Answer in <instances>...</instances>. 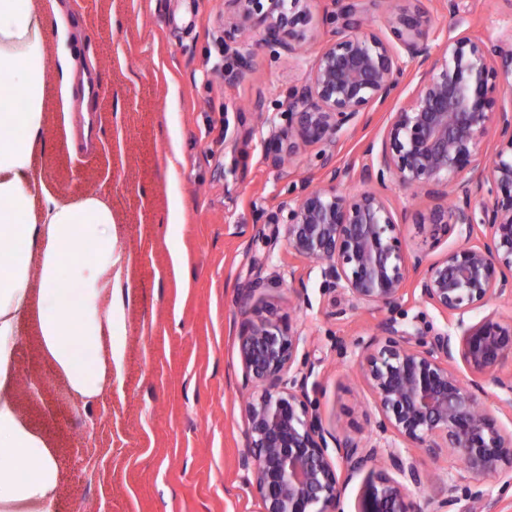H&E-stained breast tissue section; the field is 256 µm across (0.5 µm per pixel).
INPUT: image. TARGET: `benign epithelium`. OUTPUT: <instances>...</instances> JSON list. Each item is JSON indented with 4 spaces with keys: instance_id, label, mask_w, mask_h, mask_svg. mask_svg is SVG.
<instances>
[{
    "instance_id": "obj_1",
    "label": "benign epithelium",
    "mask_w": 512,
    "mask_h": 512,
    "mask_svg": "<svg viewBox=\"0 0 512 512\" xmlns=\"http://www.w3.org/2000/svg\"><path fill=\"white\" fill-rule=\"evenodd\" d=\"M306 0H224V38L259 33L290 56L308 39ZM339 23L306 82L288 91V126L275 132L266 159H285L315 144L336 146L360 114L392 99L404 74L401 53L421 76L409 99L392 113L359 179L390 180L429 197H449L416 214L420 230L457 231L466 245L426 262L408 254L400 224L379 192L341 191L351 169L323 157L328 186L303 182L281 202L284 233L296 256L320 266L326 281L346 293L353 309L397 308L406 296L431 306L456 332H411L384 317L368 340L356 343L358 375L380 418L377 434L362 441L324 427L309 397L313 368L299 354L301 333L285 316L244 323L239 336L242 387L258 394L246 406V451L240 466L252 475L261 512H340L347 486L366 473L356 512H419L413 491L429 483L420 457L442 449L482 477L501 464L512 468V433L479 406L484 383L505 393L512 408V316H465L491 300L512 296V110L494 111L499 77L512 78V29L496 39L461 35L432 57L422 13L389 19L390 37L368 31L355 4L330 17ZM251 62L239 57L224 78L241 81ZM498 141L482 158L489 136ZM464 366L468 377L461 376ZM393 435L418 454L393 449ZM336 449L331 457L329 448Z\"/></svg>"
}]
</instances>
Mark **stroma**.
<instances>
[{
	"mask_svg": "<svg viewBox=\"0 0 512 512\" xmlns=\"http://www.w3.org/2000/svg\"><path fill=\"white\" fill-rule=\"evenodd\" d=\"M81 31L80 75L95 77L88 109L73 107L66 126L55 86H47V150L37 172L71 197L98 195L112 204V285L106 301L122 304L123 361L98 397L76 401L56 392L61 378L37 341L34 319H20L19 376L42 379L36 401H24L28 426L54 450L61 489L52 512H260L239 466L245 409L238 336L254 313L249 288L270 311L291 316L314 367L315 400L328 429L356 438L375 431L367 387L353 380L354 354L337 341L368 339L380 310L351 309L319 268L289 249L280 209L302 181L325 177L316 144L276 168L266 144L288 123L282 104L302 85L332 39L337 0H309L311 39L287 56L260 36L224 42V0H65ZM371 31L387 37L386 14L424 11L430 39L449 32L494 38L512 28L503 0H359ZM251 58L242 82L225 81L214 63ZM419 79L404 62L394 101L360 115L336 145V164L360 171L364 149L380 141L391 112ZM69 151H62V144ZM383 193L407 252L434 260L462 244L457 234L419 233L416 212L433 202L395 183ZM180 211L181 221L169 222ZM431 483L415 492L421 512H435L456 487V512H512V485L476 478L444 453L423 458Z\"/></svg>",
	"mask_w": 512,
	"mask_h": 512,
	"instance_id": "35a3bbf8",
	"label": "stroma"
}]
</instances>
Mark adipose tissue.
Here are the masks:
<instances>
[{
	"instance_id": "ef3b65f1",
	"label": "adipose tissue",
	"mask_w": 512,
	"mask_h": 512,
	"mask_svg": "<svg viewBox=\"0 0 512 512\" xmlns=\"http://www.w3.org/2000/svg\"><path fill=\"white\" fill-rule=\"evenodd\" d=\"M73 37L43 0H0V512H51L54 451L18 407L15 347L22 315L79 399L98 396L122 356L124 309L100 305L112 276V207L48 188L34 174L46 146V50L57 43L62 105L74 95Z\"/></svg>"
}]
</instances>
